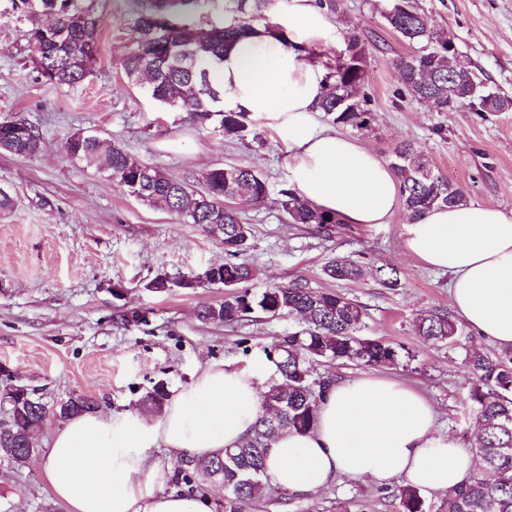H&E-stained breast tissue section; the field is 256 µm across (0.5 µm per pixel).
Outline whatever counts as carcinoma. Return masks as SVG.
Listing matches in <instances>:
<instances>
[{"instance_id":"cac0c4a2","label":"carcinoma","mask_w":512,"mask_h":512,"mask_svg":"<svg viewBox=\"0 0 512 512\" xmlns=\"http://www.w3.org/2000/svg\"><path fill=\"white\" fill-rule=\"evenodd\" d=\"M268 0H145L135 20L134 49L124 58L126 77L134 84L148 79L151 98L168 112L184 114L190 124L218 125L224 138L245 136L248 113L224 109V90L212 78L224 48L264 18ZM17 18L31 23L28 30L37 78L56 86L77 87L92 74L99 56L101 17L83 0H11ZM212 12L232 15V22L215 23L203 37L193 18ZM382 17L388 28L406 40L412 51L394 61L407 94L426 100L440 112L479 105L485 112H512V97L485 88L458 49L436 37L428 16L411 0H384ZM346 47L335 63L326 64L320 111L333 124L359 133L370 132L376 122L370 96L363 90L366 46L355 27L348 28ZM37 128L22 119L0 121V150L28 156L41 149ZM74 159H96L112 180L130 195L138 179L146 190L139 198L151 207L182 215L193 224H221L224 264L204 273L205 281L227 288L224 300L201 308L199 317L209 323L243 319L258 311L269 318L290 317L299 328L275 338L266 348L274 360L277 378L263 397L253 434L237 448L224 449V457L205 462L187 461L181 481L200 487L199 481L224 486V512H243L244 504L259 497L273 438L283 430L305 432L315 423L327 379L314 374L320 363H356L396 367L412 360L408 349L362 336L364 312L354 300L333 290L312 288L302 279L274 284L253 295L245 284L255 275L252 266L235 258L244 251L251 229L241 209L233 204L247 195L254 204L269 195L267 179L242 165L217 166L202 178L206 191L195 194L178 177L143 163L116 145L88 134L71 136L63 146ZM391 168L401 184V201L409 218L434 208L464 202L462 191L439 175L428 156L411 142L392 150ZM278 203L293 224H337L335 216L300 202L296 190L282 188ZM337 281H355L364 273L362 263L338 257L323 267ZM418 335L428 343L453 348L468 335L453 314L435 309L420 318ZM466 361L474 375L470 400L478 433L474 443L477 467L469 481L448 493L433 511L418 489L405 485L393 492L400 512H512V351L486 353L472 349ZM168 397L165 383L157 382L146 396L154 413ZM7 404L0 422V457L21 466L30 458L34 435L46 417L41 398L23 386H13L0 396ZM95 410L94 401L71 396L59 407V416Z\"/></svg>"}]
</instances>
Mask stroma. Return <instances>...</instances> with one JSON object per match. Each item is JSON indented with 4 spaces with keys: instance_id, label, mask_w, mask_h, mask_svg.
<instances>
[{
    "instance_id": "35a3bbf8",
    "label": "stroma",
    "mask_w": 512,
    "mask_h": 512,
    "mask_svg": "<svg viewBox=\"0 0 512 512\" xmlns=\"http://www.w3.org/2000/svg\"><path fill=\"white\" fill-rule=\"evenodd\" d=\"M382 0H343L329 14L339 30L355 26L368 60L365 90L377 113L373 131L353 133L361 146L389 160L392 146L409 140L436 171L459 187L467 202L512 211V112L436 111L402 95L394 60L410 46L380 15ZM101 17L100 58L81 86L57 88L37 80L30 62L26 23L16 21L9 0H0V119L21 118L42 133L30 157L0 152V189L12 199L0 211V391L10 385L34 390L45 404V430L59 424L57 405L81 394L99 410L143 406L154 383L174 390L188 384L206 359L242 367L265 354L297 321L262 313L231 323L202 321L199 309L223 300L224 288L199 282L225 259L224 243L208 225L150 208L130 197L96 163L74 160L63 150L74 133L117 144L142 162L189 184L214 166H250L271 191L291 183L294 155L266 113L250 117V135L225 140L217 129L182 124L165 112L145 85L131 84L122 68L134 46L136 0H86ZM436 35L450 38L480 80L512 97V0H416ZM252 228L239 259L254 266L248 288L258 294L275 283L306 279L313 288H334L365 312L363 333L409 348L406 367L379 368L321 363L317 374L352 380L384 376L422 393L439 411L440 433L471 447L475 419L469 391L473 376L466 349L496 351L471 336L465 347L424 342L418 319L435 308H452L451 277L435 271L404 246L405 213L388 224H333L321 230L292 224L276 199L245 205ZM337 256L363 261V279L333 282L322 274ZM398 269L399 287H384L376 266ZM167 278L169 291L147 284ZM45 455L26 465L0 459V512H66L44 479ZM389 487L341 478L313 495L273 490L250 501L245 512H397Z\"/></svg>"
}]
</instances>
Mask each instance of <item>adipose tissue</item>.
Segmentation results:
<instances>
[{
	"instance_id": "obj_1",
	"label": "adipose tissue",
	"mask_w": 512,
	"mask_h": 512,
	"mask_svg": "<svg viewBox=\"0 0 512 512\" xmlns=\"http://www.w3.org/2000/svg\"><path fill=\"white\" fill-rule=\"evenodd\" d=\"M285 40L263 28L242 37L219 62L224 107L279 119L294 149L298 196L347 224H386L401 198L392 168L351 139L308 128L324 75L315 44L334 30L317 0H292ZM405 246L452 276L459 317L479 336L512 347V212L460 204L426 212L406 226ZM275 364L241 368L209 360L167 400L161 415L87 412L55 427L44 441L45 477L70 512H214L212 498L169 490L178 460L205 461L239 446L262 411L263 378ZM435 407L395 380L329 382L316 422L271 443L264 482L313 494L348 477L375 486L397 478L447 494L470 477L474 458L436 430ZM168 455L152 456L154 448Z\"/></svg>"
}]
</instances>
